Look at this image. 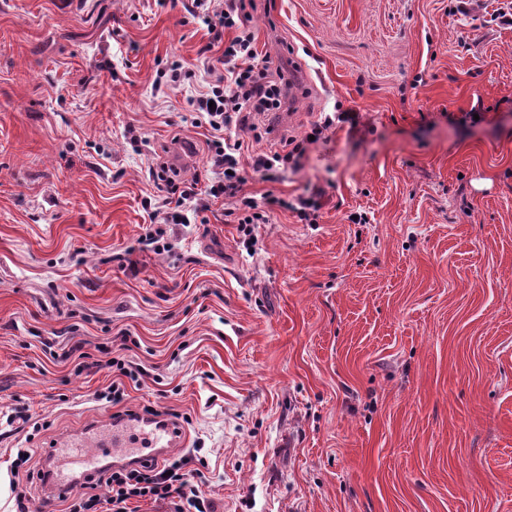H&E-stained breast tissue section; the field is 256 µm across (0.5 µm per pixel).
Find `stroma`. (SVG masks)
I'll return each mask as SVG.
<instances>
[{
	"label": "stroma",
	"instance_id": "1",
	"mask_svg": "<svg viewBox=\"0 0 512 512\" xmlns=\"http://www.w3.org/2000/svg\"><path fill=\"white\" fill-rule=\"evenodd\" d=\"M511 3L257 0L291 86L250 151L334 123L244 191H320L317 220L269 209L250 245L218 199L158 254L153 158L208 161L155 89L176 61L204 83L191 0H0V413L42 423L35 468L112 414L122 354L215 512H512ZM109 367L113 369V373H117L118 378L96 396L98 399H107L113 406L123 405L130 398L124 378L135 388L140 387L146 370L131 360L116 357L110 360Z\"/></svg>",
	"mask_w": 512,
	"mask_h": 512
}]
</instances>
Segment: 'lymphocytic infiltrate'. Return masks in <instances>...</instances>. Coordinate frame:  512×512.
Segmentation results:
<instances>
[{"mask_svg":"<svg viewBox=\"0 0 512 512\" xmlns=\"http://www.w3.org/2000/svg\"><path fill=\"white\" fill-rule=\"evenodd\" d=\"M256 0H192V13L201 19L207 29L210 45L223 46L218 64L208 65L210 79L204 91L188 97L187 103L213 133L208 143L209 166L204 176L193 182L178 181L164 161H155L150 176L156 189L163 194L161 206L149 213L152 229L148 243L155 252L170 250L172 242L167 235L171 224L188 223L185 205L194 211L208 210L216 199L229 202L239 212V229L251 236L255 225L265 223L266 207L278 206L292 210L300 219H309L317 211L318 202L311 197L298 196L292 200L276 197L256 202L243 192L245 178L241 165L242 134H250L261 141L263 132L252 123L256 114L279 111L283 100V81L277 80L268 57L255 48V34L248 22ZM240 131V138L229 140L228 130ZM287 151L277 150L251 155L253 172L265 179L290 166L297 165L306 152L305 141L289 139ZM103 479L107 496L76 493L71 497L66 512H130L129 504L136 498L170 500L174 512H212V503L201 484L190 481L182 461H163L146 468H106Z\"/></svg>","mask_w":512,"mask_h":512,"instance_id":"lymphocytic-infiltrate-1","label":"lymphocytic infiltrate"}]
</instances>
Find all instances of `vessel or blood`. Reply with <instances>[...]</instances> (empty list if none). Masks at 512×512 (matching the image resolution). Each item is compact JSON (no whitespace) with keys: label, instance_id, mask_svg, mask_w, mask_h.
<instances>
[{"label":"vessel or blood","instance_id":"1","mask_svg":"<svg viewBox=\"0 0 512 512\" xmlns=\"http://www.w3.org/2000/svg\"><path fill=\"white\" fill-rule=\"evenodd\" d=\"M182 432L173 422L140 413L122 414L99 425L96 437H89L80 429L61 438L66 448L80 449L84 471L81 482L95 481L99 474V460L111 448H126L130 454L128 465L141 466L162 459L168 448L179 445Z\"/></svg>","mask_w":512,"mask_h":512}]
</instances>
